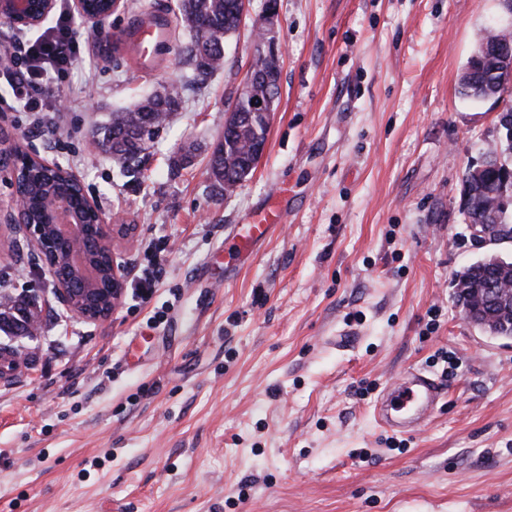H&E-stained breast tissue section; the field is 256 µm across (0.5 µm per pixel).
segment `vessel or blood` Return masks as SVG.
<instances>
[{"instance_id":"obj_1","label":"vessel or blood","mask_w":512,"mask_h":512,"mask_svg":"<svg viewBox=\"0 0 512 512\" xmlns=\"http://www.w3.org/2000/svg\"><path fill=\"white\" fill-rule=\"evenodd\" d=\"M123 44L125 51L133 54L138 72H152L156 52L169 44L165 18L156 12L141 15L124 33ZM287 216L286 209L277 205L255 212L246 223L245 235L225 244V253L239 260L252 256L254 246L265 240L272 228L286 223ZM446 393V385L434 376L410 370L380 394L373 408L374 419L391 432H417Z\"/></svg>"}]
</instances>
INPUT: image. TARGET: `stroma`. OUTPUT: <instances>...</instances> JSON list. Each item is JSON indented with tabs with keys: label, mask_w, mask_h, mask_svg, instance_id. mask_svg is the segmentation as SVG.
Returning a JSON list of instances; mask_svg holds the SVG:
<instances>
[{
	"label": "stroma",
	"mask_w": 512,
	"mask_h": 512,
	"mask_svg": "<svg viewBox=\"0 0 512 512\" xmlns=\"http://www.w3.org/2000/svg\"><path fill=\"white\" fill-rule=\"evenodd\" d=\"M267 1L197 84L174 0H126L102 35L78 26L62 90L85 110L42 134L0 112L11 146L73 167L108 223L131 226L115 241L127 278L149 245L162 269L150 303L129 291L87 322L0 229V286L33 296L41 320L13 339L30 362L0 377V512H512V340L454 298L479 257L512 258L462 213L463 174L499 151L512 92L459 93L477 43L512 13L503 0H275L279 95L265 153L228 197L208 160ZM148 10L171 46L143 76L117 38ZM171 84L180 108L138 162L95 148L113 113ZM276 191L287 224L225 272V242ZM413 368L443 377L447 398L415 434L380 428L375 401Z\"/></svg>",
	"instance_id": "stroma-1"
}]
</instances>
